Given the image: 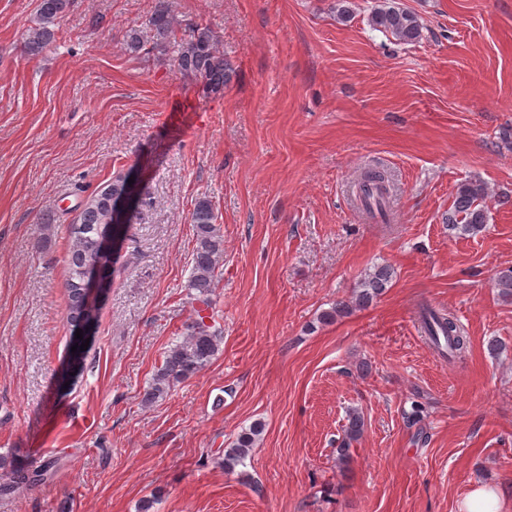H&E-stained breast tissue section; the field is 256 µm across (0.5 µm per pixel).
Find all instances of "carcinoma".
<instances>
[{
	"instance_id": "1",
	"label": "carcinoma",
	"mask_w": 512,
	"mask_h": 512,
	"mask_svg": "<svg viewBox=\"0 0 512 512\" xmlns=\"http://www.w3.org/2000/svg\"><path fill=\"white\" fill-rule=\"evenodd\" d=\"M68 5L69 0H39L34 25L25 34L24 48L27 53L39 54L55 40L56 26ZM370 22L374 28L389 32L404 43H413L421 36L418 16L393 2H386L375 8ZM147 27L153 32V48L171 55L174 65L182 74L195 79L209 92L217 93L224 88L230 77L229 67L224 55L216 47V36L210 27L191 24L185 28L181 37H176L169 0H156ZM130 191L131 187L120 179L104 186L87 200L79 223L69 229L67 288L69 319L75 328L89 329L96 323L97 308L86 305L80 292L81 283L85 268L89 264L97 265L101 280L109 282L110 256L102 247V234L107 232L112 238L119 233L121 225L107 224L110 212L108 201L112 195L128 194ZM389 191V179L385 172L377 169L367 172L358 188V194L361 205L371 217L387 220ZM488 196V188L483 182H461L448 209V226L460 235L479 234L488 223ZM191 224L195 248L188 288L196 291L198 300L208 306L213 289L216 288L219 263L224 254L223 235L216 224V216L209 199L204 197L196 201ZM391 278V269L388 266H375L361 279L354 301L336 303L331 310L321 315L320 320L331 322L354 307L366 306L388 288ZM419 323L425 338L442 356L460 359L468 353V332L453 313L423 305L419 311ZM222 341V332L207 325L204 317L194 319L188 325L187 335L165 352L163 363L144 393V401L148 404L158 401L176 383L203 369L218 353ZM363 426L361 416L353 414L349 417L340 447L342 457H348L349 447L358 440ZM261 434L262 426L259 423L238 434L235 442L224 449V469L232 472L235 467L244 464ZM42 476L44 473L37 469H17L11 483L3 486V491L29 487L40 481Z\"/></svg>"
}]
</instances>
